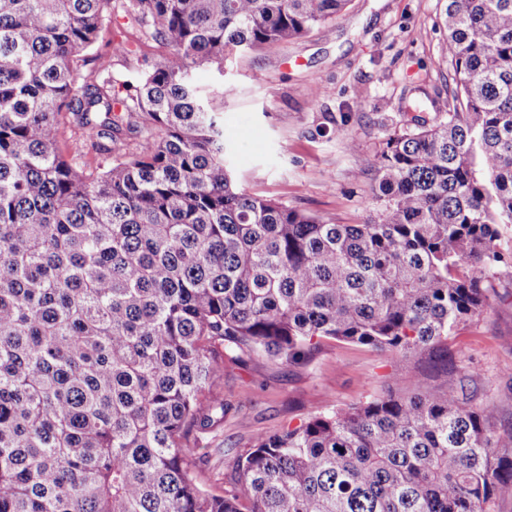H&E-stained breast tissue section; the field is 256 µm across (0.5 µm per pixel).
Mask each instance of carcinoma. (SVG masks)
Masks as SVG:
<instances>
[{
    "instance_id": "cac0c4a2",
    "label": "carcinoma",
    "mask_w": 512,
    "mask_h": 512,
    "mask_svg": "<svg viewBox=\"0 0 512 512\" xmlns=\"http://www.w3.org/2000/svg\"><path fill=\"white\" fill-rule=\"evenodd\" d=\"M349 0H122L168 49L138 85L81 72L112 0H0V512H492L512 431L446 350L512 268V0H442L454 88L386 139L376 215L330 224L239 188L224 92L196 70L336 19ZM141 133L112 158L114 130ZM98 155L64 156L61 130ZM399 359L443 346L438 387L261 436L222 495L185 441L225 413L224 360L322 342Z\"/></svg>"
}]
</instances>
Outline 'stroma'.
Segmentation results:
<instances>
[{"label": "stroma", "instance_id": "35a3bbf8", "mask_svg": "<svg viewBox=\"0 0 512 512\" xmlns=\"http://www.w3.org/2000/svg\"><path fill=\"white\" fill-rule=\"evenodd\" d=\"M438 0H350L335 21L268 51L235 54L223 71L204 67L202 87L224 89L226 159L247 193L278 200L333 224H359L371 213L378 156L387 135L412 116L434 121V100L452 85L439 51ZM125 43L127 53L115 44ZM167 53L141 38L113 8L88 66L112 59L118 80L137 81ZM488 309L457 327L449 345L474 369V405L495 411L498 432L512 429V270L484 281ZM439 355L410 366L369 347L329 341L308 358L271 361L241 354L224 364L223 421L191 433L198 484L220 495L234 482L232 461L256 436L279 434L311 416L394 389L432 382Z\"/></svg>", "mask_w": 512, "mask_h": 512}]
</instances>
